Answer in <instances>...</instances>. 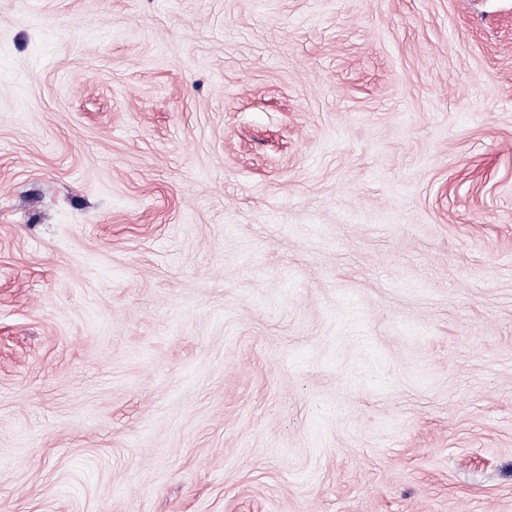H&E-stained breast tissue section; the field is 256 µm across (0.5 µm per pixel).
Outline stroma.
Returning <instances> with one entry per match:
<instances>
[{
    "label": "stroma",
    "mask_w": 512,
    "mask_h": 512,
    "mask_svg": "<svg viewBox=\"0 0 512 512\" xmlns=\"http://www.w3.org/2000/svg\"><path fill=\"white\" fill-rule=\"evenodd\" d=\"M5 512H512V0H0Z\"/></svg>",
    "instance_id": "stroma-1"
}]
</instances>
